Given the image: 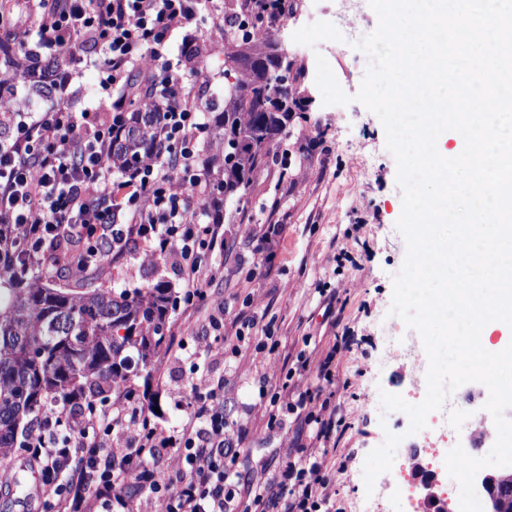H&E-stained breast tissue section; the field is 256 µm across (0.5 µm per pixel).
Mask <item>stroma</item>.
Returning a JSON list of instances; mask_svg holds the SVG:
<instances>
[{"label": "stroma", "instance_id": "1", "mask_svg": "<svg viewBox=\"0 0 512 512\" xmlns=\"http://www.w3.org/2000/svg\"><path fill=\"white\" fill-rule=\"evenodd\" d=\"M336 0H297V8L275 29L303 74L295 84L306 111L296 113L275 143L276 151L288 153V175L278 167L257 175L250 191L224 206V246L213 259L223 265L224 276L207 289L206 308L224 309L223 357L206 360L203 369L222 381L224 416L236 446L238 469L246 479L262 483L283 462L295 457L297 445H309L307 428L288 422L286 428L267 425L269 399L260 397V377L274 379L282 365L297 367L312 348L308 337L325 338L333 330L325 315L319 287L334 289L336 306L343 311V327L349 328L352 351L348 355L350 383L336 389V404L356 409L353 427L341 440L349 456L337 482L336 506L340 512H403L404 489H415L414 470L403 475L380 474L373 490H366L363 467L369 452L386 433L401 435L396 454L416 453L421 470L436 473L437 493L449 497L446 473L435 463V449L448 444H467V430L425 438L408 434L409 419L400 411L382 413L381 392L425 396L426 390L406 369L400 353L408 333L405 323L390 315L393 277L406 256V242L396 227L402 212V194L397 184V165L386 148L379 118L360 102L326 105L316 85V59L324 57L342 89L356 94L369 64L355 45L378 24L374 11L361 13L352 27L337 23ZM198 35L205 41L201 82L204 102L224 100V42L210 37V16H201ZM29 70L47 86V96L38 98L44 108L68 100L78 110L94 107V71L68 65L69 80L60 84L61 72L46 53L28 58L16 55L13 63L0 59V74ZM285 225V233L264 248L255 239L267 225ZM346 245L351 260L335 265L334 248ZM103 276H80L52 269L43 282L61 288L105 285L117 291L144 288L165 280L171 288L179 283L169 261H160L135 250L120 259H105ZM251 343L234 351L236 334ZM156 365L164 374L161 386L135 389L143 404L157 402L156 423L169 430L184 414L177 407L190 374V364L179 354L161 351ZM459 410L471 420L484 421L488 433L477 447L485 456L494 445L497 431L485 410V390L469 382L455 391Z\"/></svg>", "mask_w": 512, "mask_h": 512}]
</instances>
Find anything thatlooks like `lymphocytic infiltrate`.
Returning <instances> with one entry per match:
<instances>
[{"mask_svg":"<svg viewBox=\"0 0 512 512\" xmlns=\"http://www.w3.org/2000/svg\"><path fill=\"white\" fill-rule=\"evenodd\" d=\"M203 12L223 29L224 0H12L0 9L1 42L27 48L25 24L37 20L42 49L98 75L95 110L56 104L13 113L11 140L0 144V227L16 229L32 264L58 247L87 270L140 245L172 260L179 302L198 310L222 274L207 256L224 220L200 169L208 117L196 90L194 29ZM134 108L149 119L153 151L119 170L113 144ZM176 347L193 365L175 430L159 427L123 384L101 409L83 410L76 395L63 412L42 414L24 447L42 474L41 512H128L132 490L163 512H331L343 471L332 450L349 427L334 401L348 340L315 347L299 367L283 369L268 423L283 428L295 416L313 426L322 453L287 461L262 485L246 484L238 471L218 401L222 385L196 363L218 349L204 336ZM164 448L177 453L169 477L154 468Z\"/></svg>","mask_w":512,"mask_h":512,"instance_id":"obj_1","label":"lymphocytic infiltrate"}]
</instances>
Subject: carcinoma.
I'll use <instances>...</instances> for the list:
<instances>
[{"mask_svg": "<svg viewBox=\"0 0 512 512\" xmlns=\"http://www.w3.org/2000/svg\"><path fill=\"white\" fill-rule=\"evenodd\" d=\"M237 29L232 23L224 35V77H235L234 92L212 115L232 152L216 183L219 199L251 188L301 104L278 72L274 37L242 41ZM130 129L113 152L119 169L151 151L152 132L140 113H132ZM177 303L161 280L119 293L43 285L17 247L0 238V458L24 447L29 427L52 402L75 394L104 399L117 380L149 383Z\"/></svg>", "mask_w": 512, "mask_h": 512, "instance_id": "obj_1", "label": "carcinoma"}]
</instances>
